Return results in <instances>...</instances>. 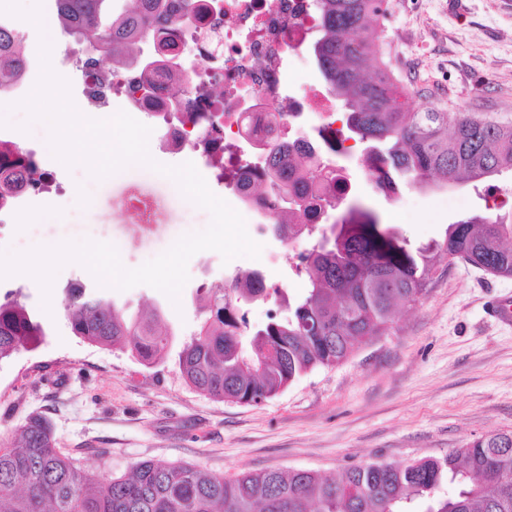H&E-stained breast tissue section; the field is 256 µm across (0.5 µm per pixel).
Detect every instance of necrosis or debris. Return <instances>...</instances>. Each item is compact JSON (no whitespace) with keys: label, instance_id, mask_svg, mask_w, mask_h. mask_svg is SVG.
I'll use <instances>...</instances> for the list:
<instances>
[{"label":"necrosis or debris","instance_id":"obj_1","mask_svg":"<svg viewBox=\"0 0 512 512\" xmlns=\"http://www.w3.org/2000/svg\"><path fill=\"white\" fill-rule=\"evenodd\" d=\"M315 0H161L159 10L181 23L150 32L164 46L159 68L140 86L124 65L105 77L85 71L84 87L102 86L119 95L141 118L161 124L159 146L170 152L206 145L224 161V181L243 199L263 174L264 162L246 159L259 152L267 130L282 134L303 127L310 113L318 131L286 138L289 150L311 148L322 157L328 147L347 156L348 143L334 107L313 89L288 94L285 57L304 46L316 25Z\"/></svg>","mask_w":512,"mask_h":512}]
</instances>
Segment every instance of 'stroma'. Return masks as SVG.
I'll list each match as a JSON object with an SVG mask.
<instances>
[{
    "label": "stroma",
    "mask_w": 512,
    "mask_h": 512,
    "mask_svg": "<svg viewBox=\"0 0 512 512\" xmlns=\"http://www.w3.org/2000/svg\"><path fill=\"white\" fill-rule=\"evenodd\" d=\"M388 0L378 30V54L417 112L432 108L512 122V0ZM51 65L67 78L73 102L87 113L81 71L65 64L79 46L53 32ZM360 153L343 159L350 200L373 209L419 247L442 240L448 225L485 214L488 188L512 191V172L491 182L400 186L375 190ZM60 193H43L0 226V248L25 251L52 240L90 238L113 244L122 264L136 268L180 236L205 229L209 213L188 203L174 181L152 170L121 181H97L85 165L65 167L40 156ZM150 202L151 223L127 210L132 198ZM259 258L224 264L213 250L188 262L178 302L148 285L112 290L132 309L160 305L175 335L163 363L146 365L129 350L75 336L65 316L63 288L95 286L83 266L56 276L50 310L27 276L0 280V291L21 290L48 335L32 350L0 363V446H12L31 416L45 417L56 446L83 469L109 481L144 460L181 463L224 477L265 469L339 476L354 465L408 464L441 457L496 432L512 431V324L490 317L496 300L512 297V277H499L460 260L441 265L424 295L400 308L390 330L344 363L316 368L258 406L217 401L187 385L178 354L205 318L193 296L200 285L232 275L235 265L263 271L294 298L306 292L278 239L261 242Z\"/></svg>",
    "instance_id": "obj_1"
}]
</instances>
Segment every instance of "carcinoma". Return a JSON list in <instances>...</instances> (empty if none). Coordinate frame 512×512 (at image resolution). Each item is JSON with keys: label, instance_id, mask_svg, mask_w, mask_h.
I'll return each instance as SVG.
<instances>
[{"label": "carcinoma", "instance_id": "cac0c4a2", "mask_svg": "<svg viewBox=\"0 0 512 512\" xmlns=\"http://www.w3.org/2000/svg\"><path fill=\"white\" fill-rule=\"evenodd\" d=\"M111 0H56L58 26L94 52L86 64L108 58L124 63L144 55L136 28L175 20L153 12L156 0H130L115 15ZM313 52L328 92L341 102L343 123L364 145L361 165L386 193L404 182L469 183L512 171V123L463 112H414L388 66L371 76L386 0H316ZM18 26L0 22V85L20 78L24 58ZM267 172L257 192L281 193L273 227L296 237L315 224H293L305 211L312 172L292 178L299 165L273 138L265 143ZM44 192L42 176L0 170V199L16 183ZM461 260L501 277H512V212L473 216L448 225L441 242L410 247L393 227L361 204L321 231L300 253L308 288L292 304L278 288L246 277L231 288L211 286L197 295L208 316L179 353L184 380L208 396L260 404L296 377L347 360L363 343L384 335L397 309L416 303L444 260ZM280 299L288 314L272 315L238 350L247 328L243 307L258 291ZM72 332L92 343L128 348L145 364L161 362L171 332L162 307L136 312L79 282L64 286ZM47 331L20 291L0 296V361L41 343ZM512 512V435L494 433L454 448L441 458L406 465H355L339 479L309 471L268 469L224 478L176 463L142 461L125 479L101 481L56 448L48 421L24 426L21 443L0 447V512Z\"/></svg>", "mask_w": 512, "mask_h": 512}]
</instances>
